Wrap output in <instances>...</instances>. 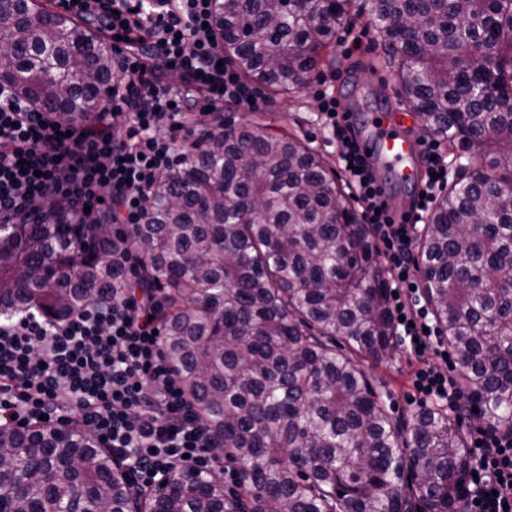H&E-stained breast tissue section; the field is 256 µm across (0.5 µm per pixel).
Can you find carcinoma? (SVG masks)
Returning <instances> with one entry per match:
<instances>
[{"mask_svg": "<svg viewBox=\"0 0 512 512\" xmlns=\"http://www.w3.org/2000/svg\"><path fill=\"white\" fill-rule=\"evenodd\" d=\"M353 0H215L224 54L247 82L294 93ZM402 99L451 151L480 156L417 241L423 291L479 420L512 432V0H372ZM44 112L90 117L112 55L85 22L21 0L0 68ZM127 231L139 286L165 288L163 351L241 473L226 491L184 470L134 491L80 424L0 429V512H461L467 433L442 409L395 417L360 354L395 348L373 230L324 162L259 122L210 131L156 182ZM96 224L51 212L0 224V321L54 322L129 287Z\"/></svg>", "mask_w": 512, "mask_h": 512, "instance_id": "1", "label": "carcinoma"}]
</instances>
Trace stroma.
Returning <instances> with one entry per match:
<instances>
[{"label":"stroma","mask_w":512,"mask_h":512,"mask_svg":"<svg viewBox=\"0 0 512 512\" xmlns=\"http://www.w3.org/2000/svg\"><path fill=\"white\" fill-rule=\"evenodd\" d=\"M357 3L347 27L337 33L329 56L310 73L303 89L282 96L270 87L257 86L258 103L254 112L228 102L223 107L224 117L244 124L253 115H262L270 126L302 138L335 171L340 168L339 146L316 119L319 92L336 97L343 111L360 112L369 106L386 108L400 134L416 143L426 140L421 118L400 101L395 68L383 62L384 49L374 34L371 0H357ZM356 39L360 40L361 48L355 52L351 45ZM363 363L382 387L391 412L410 417L416 410L409 398L414 359L398 348L381 361L367 357Z\"/></svg>","instance_id":"stroma-1"}]
</instances>
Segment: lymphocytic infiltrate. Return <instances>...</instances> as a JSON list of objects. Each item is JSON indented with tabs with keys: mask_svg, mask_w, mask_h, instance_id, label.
Returning <instances> with one entry per match:
<instances>
[{
	"mask_svg": "<svg viewBox=\"0 0 512 512\" xmlns=\"http://www.w3.org/2000/svg\"><path fill=\"white\" fill-rule=\"evenodd\" d=\"M63 6L101 18L113 35L112 93L82 123L0 93V223H23L51 205L69 223L91 224L100 198L110 197L112 257L132 275L141 258L123 247L125 227L140 223L151 188L197 147L178 132L202 125L225 101L255 106L257 95L223 63L213 0H63ZM170 72L179 83L167 80ZM318 109L341 146L339 161L362 219L383 246L395 332L417 362L412 398L458 411L457 366L442 331L419 298L403 297L416 282L419 226L448 183V160L437 142H426L420 188L409 210L393 216L358 151L354 125L330 95H322ZM159 307L155 292L130 288L61 321L29 312L0 322V427L78 421L137 490H151L161 475L187 465L223 473L217 441L164 355ZM469 453L463 512H512V437L471 426Z\"/></svg>",
	"mask_w": 512,
	"mask_h": 512,
	"instance_id": "1",
	"label": "lymphocytic infiltrate"
}]
</instances>
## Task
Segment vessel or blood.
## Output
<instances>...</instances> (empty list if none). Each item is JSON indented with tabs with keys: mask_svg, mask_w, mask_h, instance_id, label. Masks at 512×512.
<instances>
[{
	"mask_svg": "<svg viewBox=\"0 0 512 512\" xmlns=\"http://www.w3.org/2000/svg\"><path fill=\"white\" fill-rule=\"evenodd\" d=\"M358 142L379 185H386L390 180L420 182L421 175L413 162L415 148L391 127L386 112L375 109L364 113Z\"/></svg>",
	"mask_w": 512,
	"mask_h": 512,
	"instance_id": "b4317fda",
	"label": "vessel or blood"
}]
</instances>
